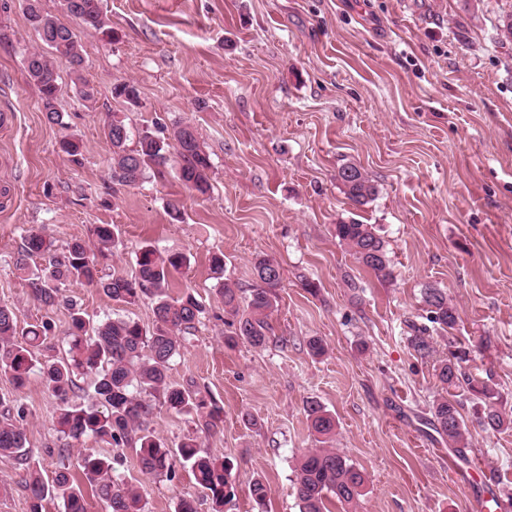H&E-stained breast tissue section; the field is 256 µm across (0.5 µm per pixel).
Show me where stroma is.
Here are the masks:
<instances>
[{
    "instance_id": "obj_1",
    "label": "stroma",
    "mask_w": 512,
    "mask_h": 512,
    "mask_svg": "<svg viewBox=\"0 0 512 512\" xmlns=\"http://www.w3.org/2000/svg\"><path fill=\"white\" fill-rule=\"evenodd\" d=\"M41 7L82 44L94 97L82 100L60 63L63 122L48 123L24 68L42 42L22 0H0V108L15 114L0 129V305L19 324L49 322L63 352L67 308L39 305L26 286L47 264L21 256L32 227L61 248L90 240L94 225H117L122 244L100 265L127 278L142 242L185 253L190 262L172 274L170 293L192 292L204 314L184 333L168 379L195 382L224 409L220 430L201 441L235 464L231 512H259L249 497L258 476L272 489L268 512H298L291 467L316 445L310 400L336 420L332 447L367 476L357 512H498L496 501L512 497V430L479 427L464 405L468 457L484 464L468 490L448 471L429 407L443 393L435 365L456 342L471 350L466 372H493L495 406L512 413V43L497 39L512 0H102L109 41L65 13L63 0ZM119 81L136 85V103L113 96ZM114 115L133 138L156 124L193 126L210 156L208 193L172 172L114 184L104 133ZM68 135L81 142L80 162L60 150ZM348 162L377 187L365 207L336 180ZM171 201L181 221L168 216ZM351 220L380 228L390 279L339 242L336 224ZM216 253L220 282L210 270ZM260 256L283 273L273 335L262 348H227L219 285L248 295ZM348 275L361 283L358 294L346 288ZM429 286L447 291L458 319L451 330L430 329L435 352L423 358L407 336L410 324L426 323ZM67 293L96 320H154L148 299L127 307L76 284ZM314 338L324 355H311ZM16 401L27 408V446L44 476L76 464L80 449L113 450L87 437L60 440L57 402L39 378L18 391L0 373V414ZM151 405L146 424L168 443L194 432L190 416L162 397ZM118 452L120 475L148 512H174L183 495L212 512L187 470L154 478L141 473L134 449ZM22 478L15 460L0 456V512H28Z\"/></svg>"
}]
</instances>
